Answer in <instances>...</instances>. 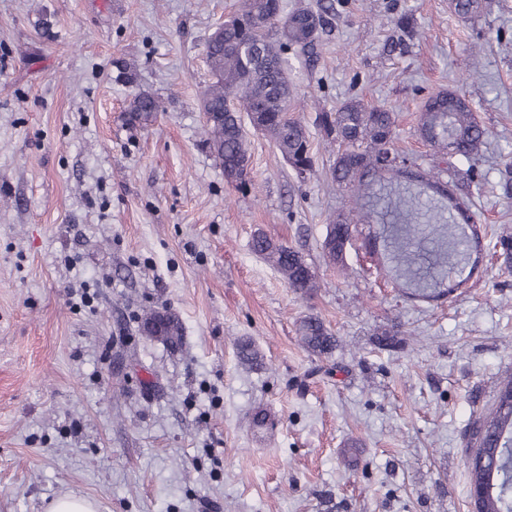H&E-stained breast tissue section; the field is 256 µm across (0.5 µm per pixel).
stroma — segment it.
<instances>
[{
    "label": "stroma",
    "instance_id": "1",
    "mask_svg": "<svg viewBox=\"0 0 512 512\" xmlns=\"http://www.w3.org/2000/svg\"><path fill=\"white\" fill-rule=\"evenodd\" d=\"M334 3L317 66L290 61L312 171L254 133L238 189L200 97L205 42L240 0H0V512L63 492L99 512H474L473 424L512 375V266L493 249L512 230V0L468 20L451 0ZM442 90L488 133L451 160L472 170L483 250L423 299L366 225L343 264L323 259L345 193L317 116L391 108L396 148L427 170L420 115ZM140 91L162 103L145 124L126 114ZM259 232L305 256L313 297L252 252ZM149 307L178 345L140 335ZM309 316L332 354L301 346Z\"/></svg>",
    "mask_w": 512,
    "mask_h": 512
}]
</instances>
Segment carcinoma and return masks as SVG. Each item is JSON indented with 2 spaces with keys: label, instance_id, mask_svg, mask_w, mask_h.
Listing matches in <instances>:
<instances>
[{
  "label": "carcinoma",
  "instance_id": "carcinoma-1",
  "mask_svg": "<svg viewBox=\"0 0 512 512\" xmlns=\"http://www.w3.org/2000/svg\"><path fill=\"white\" fill-rule=\"evenodd\" d=\"M462 17L480 12V0H453ZM333 6L318 4L313 10H291L283 0H243L241 9L212 31L205 43L212 73L201 103L212 116L203 123L204 142L224 169V178L241 187L248 184L249 140L247 128L269 139L298 174L312 169L314 160L309 134L297 120L288 118V97L293 95L288 54L315 66L319 36L309 30L313 17L327 23ZM262 42V55L253 52ZM161 105L148 92L135 94L126 112L131 121H148ZM421 134L433 147L471 161L482 151L487 136L469 103L452 91H439L424 106ZM329 135L340 141L331 168V179L349 193L348 212H339L328 225L322 241L323 257L341 264L345 244L352 241L359 224H376L373 239L384 242L386 259L397 276L423 298H435L453 285L454 270L469 265L467 235L461 211L441 200L436 189L442 180L438 169L427 176L405 173L406 158L394 148L393 112L384 106H368L359 100L344 103L334 112L319 116ZM426 182L428 194L415 183ZM252 251L270 264L285 285L303 297L318 288L315 273L303 255L262 233L252 238ZM159 312L145 309L139 317L142 335L153 337ZM299 341L317 355L330 354L336 337L315 316L305 318ZM471 444L470 482L485 485L477 512H512V377L503 380L493 404L475 423Z\"/></svg>",
  "mask_w": 512,
  "mask_h": 512
}]
</instances>
